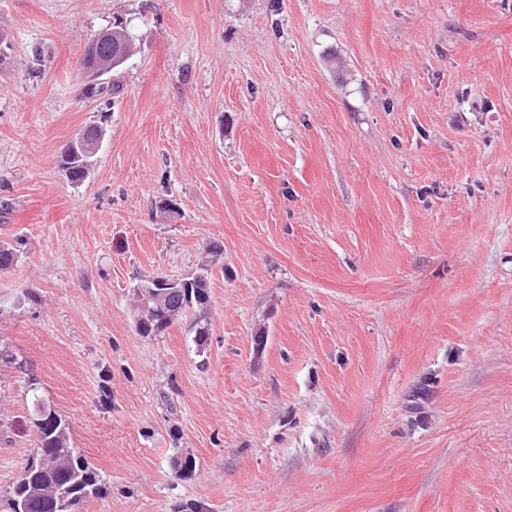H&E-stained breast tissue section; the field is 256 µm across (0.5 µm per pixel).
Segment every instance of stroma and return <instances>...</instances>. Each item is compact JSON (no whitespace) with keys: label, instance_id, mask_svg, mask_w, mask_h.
<instances>
[{"label":"stroma","instance_id":"stroma-1","mask_svg":"<svg viewBox=\"0 0 512 512\" xmlns=\"http://www.w3.org/2000/svg\"><path fill=\"white\" fill-rule=\"evenodd\" d=\"M116 13L103 108L78 61ZM0 30V489L37 393L100 475L76 512H512V0H0ZM210 246L207 341L139 335L134 287Z\"/></svg>","mask_w":512,"mask_h":512}]
</instances>
